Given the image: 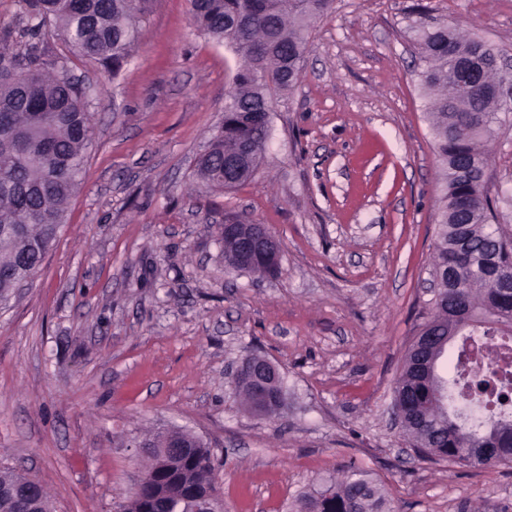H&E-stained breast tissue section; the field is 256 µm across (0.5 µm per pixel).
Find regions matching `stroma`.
Wrapping results in <instances>:
<instances>
[{"label": "stroma", "mask_w": 512, "mask_h": 512, "mask_svg": "<svg viewBox=\"0 0 512 512\" xmlns=\"http://www.w3.org/2000/svg\"><path fill=\"white\" fill-rule=\"evenodd\" d=\"M512 56V0H335L301 79L273 104L266 159L231 190L196 175L224 120L236 56L157 0L119 74L79 59L93 136L83 183L35 276L0 306V466L54 512H118L139 438L203 437L224 512H288L316 479L365 471L398 512H512V464L421 455L393 389L428 319L441 196L415 53L418 6ZM489 195L512 234V113ZM266 225L273 274L224 265V220ZM282 372L259 418L225 368ZM239 372L242 373V377L246 381L258 383L261 387L267 388L266 386L268 384L275 386L278 391H274L272 394L273 397L271 398H268V392L266 390L263 391L262 394L265 396V400L277 404L278 407L276 411L278 412L283 411L287 407V394L283 387L282 375L275 364L260 357L251 365L239 368Z\"/></svg>", "instance_id": "1"}]
</instances>
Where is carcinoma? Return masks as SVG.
Here are the masks:
<instances>
[{
	"label": "carcinoma",
	"instance_id": "carcinoma-1",
	"mask_svg": "<svg viewBox=\"0 0 512 512\" xmlns=\"http://www.w3.org/2000/svg\"><path fill=\"white\" fill-rule=\"evenodd\" d=\"M22 34L55 38L60 52L42 54L31 46L15 50L13 32L0 36V270L23 259L35 266L41 247L55 240L53 224L65 223L78 191L92 139L91 115L78 101L84 93L71 80L70 56L109 67L131 56L154 0H22ZM334 0H190L196 28L237 56L224 106V127L210 140L197 176L210 186L231 189L252 179L262 164L270 126L253 116L300 79L313 23L332 10ZM416 51L419 85L440 162L439 240L433 254L435 275L450 286L441 291L429 320L439 336L457 328L454 296L471 305L470 336L512 340V235L495 224L484 183L500 113L509 108L494 95L502 79L494 67L500 51L476 33L436 23L419 11ZM486 66L471 92L457 83L470 58ZM496 369H473L456 358L452 381L475 383ZM426 393L428 385L403 371L396 389ZM424 423L406 429L424 454L463 467H486L489 458L512 461V413L473 421L446 412L442 399L423 406ZM205 486L215 487L208 447L170 476L135 485L123 512H152ZM290 512H395L368 474L354 470L344 479L325 478L297 496Z\"/></svg>",
	"mask_w": 512,
	"mask_h": 512
}]
</instances>
